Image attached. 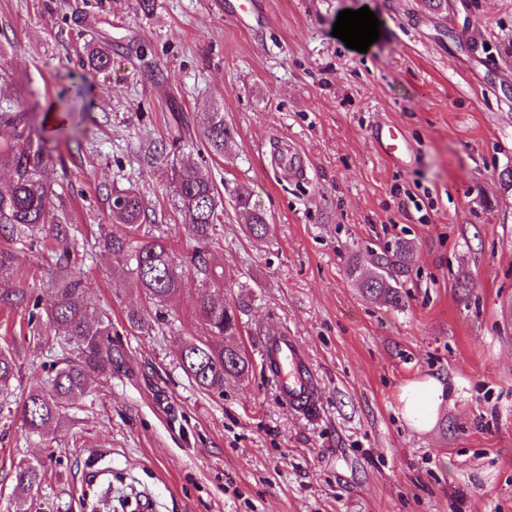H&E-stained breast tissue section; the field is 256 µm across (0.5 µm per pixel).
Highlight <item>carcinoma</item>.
Here are the masks:
<instances>
[{
  "instance_id": "obj_1",
  "label": "carcinoma",
  "mask_w": 512,
  "mask_h": 512,
  "mask_svg": "<svg viewBox=\"0 0 512 512\" xmlns=\"http://www.w3.org/2000/svg\"><path fill=\"white\" fill-rule=\"evenodd\" d=\"M111 64V50L95 48L87 54V65L100 72ZM84 94L83 87L71 84L59 96L65 111H76L75 102ZM0 126L12 131V140L0 142V167L11 172L9 184L0 189V237L6 242L34 241L46 232L56 243V274L52 296L46 308L45 329L37 339L48 344H65L74 357L44 386H37L18 403H13V383L17 376L16 356L7 341L0 344V414L17 411L21 414L24 431L29 436L45 437L60 424L64 410L75 404L88 391L94 374H112V320L91 306L85 297L81 278L71 274L72 261L69 237L70 225L63 206L57 203L59 194L46 177L48 158L46 140L35 141L28 132L27 113L20 105L0 102ZM232 139L224 123V113H209L206 127L207 150L214 157L224 156ZM174 196L188 221L191 235L198 247L185 259L166 245L146 227L150 222L140 193L127 190L113 194L112 232L106 234L102 247L115 262L127 268L145 295L148 307L127 313L129 327L142 331L151 323L150 309L160 310L189 282L202 289L198 295L199 314L205 326L202 338L187 339L179 349V365L198 388L224 394V378L248 371L246 354L233 345L224 344V337L239 330L235 309L215 302L212 291L224 288V274L211 266L209 246L215 243L217 226L224 214V200L208 178L200 175L190 161L172 168ZM239 207L249 211L246 230L256 238L269 233L266 215L249 210V197L236 194ZM412 248L406 241L375 256L372 268L355 263L350 274L360 281L364 294L382 299L397 307L402 303V277L408 270ZM17 255L11 249H0V304L21 307L29 303L27 292L16 287ZM45 478L44 465L29 461L16 471L18 512H25L26 496L32 487ZM112 476L92 491L88 502L90 512H97L102 499L111 492Z\"/></svg>"
}]
</instances>
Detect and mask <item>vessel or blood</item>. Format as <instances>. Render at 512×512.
I'll list each match as a JSON object with an SVG mask.
<instances>
[{
	"instance_id": "vessel-or-blood-1",
	"label": "vessel or blood",
	"mask_w": 512,
	"mask_h": 512,
	"mask_svg": "<svg viewBox=\"0 0 512 512\" xmlns=\"http://www.w3.org/2000/svg\"><path fill=\"white\" fill-rule=\"evenodd\" d=\"M374 139L387 157L410 160L412 151L397 128L376 127ZM262 355L282 400L302 415L313 416L318 409L319 382L299 341L287 335L264 337Z\"/></svg>"
}]
</instances>
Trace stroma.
Returning a JSON list of instances; mask_svg holds the SVG:
<instances>
[{
  "label": "stroma",
  "instance_id": "35a3bbf8",
  "mask_svg": "<svg viewBox=\"0 0 512 512\" xmlns=\"http://www.w3.org/2000/svg\"><path fill=\"white\" fill-rule=\"evenodd\" d=\"M246 26L217 0H0V98L19 99L48 141V177L74 228L73 270L112 319L120 352L67 409L52 438H26L0 418V512H16L15 472L40 458L48 474L31 512H85L98 471L112 472V512L150 493L157 512H512V0H258ZM369 7L384 37L366 53L332 34L340 11ZM486 25L482 45L466 33ZM112 43L106 70L84 46ZM88 94L71 138L47 110L62 87ZM233 139L203 173L224 199L213 247L233 342L249 360L223 395L178 363L202 336L198 290L186 287L151 335L125 314L140 288L100 239L107 196L132 188L179 254L194 242L170 185L174 157L196 153L207 112ZM415 148L406 165L380 155L376 123ZM298 152L307 169L289 178ZM250 195L270 231H243ZM414 246L403 304L364 297L352 262L395 241ZM18 287L48 303L55 255L15 245ZM296 336L321 378L309 421L284 403L260 358L268 334ZM0 338L16 347V390L44 383L57 352L34 338L24 308L0 306ZM446 381L426 431L401 415L402 387Z\"/></svg>",
  "mask_w": 512,
  "mask_h": 512
}]
</instances>
